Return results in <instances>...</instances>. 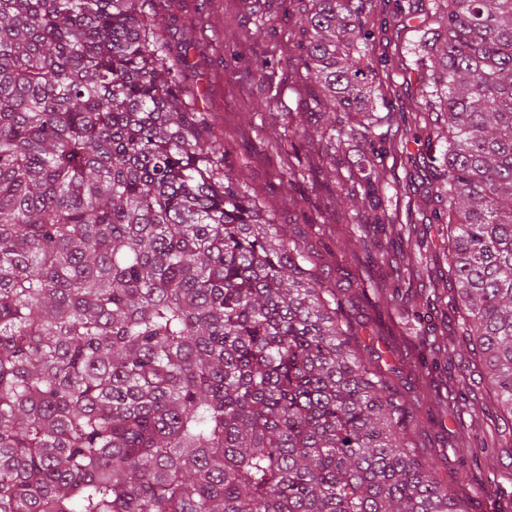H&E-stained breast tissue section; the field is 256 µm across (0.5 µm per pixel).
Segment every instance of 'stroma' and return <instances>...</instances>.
<instances>
[{
    "instance_id": "obj_1",
    "label": "stroma",
    "mask_w": 512,
    "mask_h": 512,
    "mask_svg": "<svg viewBox=\"0 0 512 512\" xmlns=\"http://www.w3.org/2000/svg\"><path fill=\"white\" fill-rule=\"evenodd\" d=\"M148 8L170 56L180 62L183 86L197 95V111L212 117L216 135L229 146L230 165L244 175L243 190L257 194L278 223L301 233L326 284L350 289L353 340L411 405L414 446L437 458L440 479L450 492L469 497V512H512V447L501 442L499 406L473 369L470 353L453 342L452 310L433 298L452 286L437 259L443 243L434 222L432 166L442 156L444 140L420 133L406 152H387L380 165L382 185L392 193L388 212L394 223L416 226L425 253L433 257L429 272L416 273L414 260L385 234L380 240L393 265L372 263L367 257L372 212L361 204L365 223L349 235L343 218L351 206L337 186L339 173L357 161L360 140L345 141L332 168L315 141L293 137L308 116L298 110L307 92L288 40L299 26L289 0H269L270 33L262 39L254 34L257 18L249 0H150ZM395 12V0H386L371 16L378 80L389 111L409 119L424 107L405 50L412 34L394 22ZM292 156L301 172L291 183L284 173ZM384 281L391 284L393 303L376 289ZM462 374L463 393L456 384Z\"/></svg>"
}]
</instances>
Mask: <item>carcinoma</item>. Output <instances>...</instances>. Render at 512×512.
Returning a JSON list of instances; mask_svg holds the SVG:
<instances>
[{
  "label": "carcinoma",
  "mask_w": 512,
  "mask_h": 512,
  "mask_svg": "<svg viewBox=\"0 0 512 512\" xmlns=\"http://www.w3.org/2000/svg\"><path fill=\"white\" fill-rule=\"evenodd\" d=\"M148 0H0V512H469L351 343L352 298L227 165ZM376 0H289L302 136L370 157ZM456 338L512 436V0H428Z\"/></svg>",
  "instance_id": "1"
}]
</instances>
